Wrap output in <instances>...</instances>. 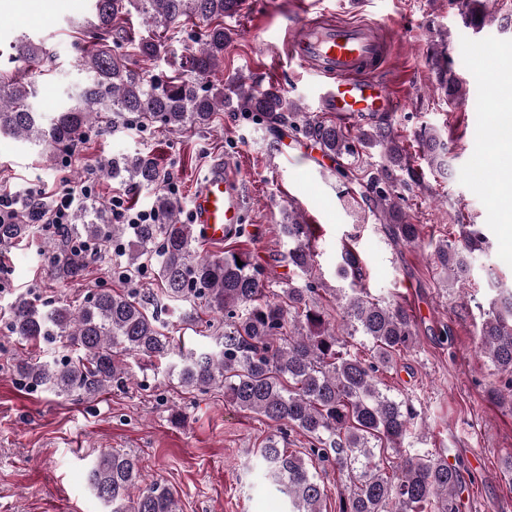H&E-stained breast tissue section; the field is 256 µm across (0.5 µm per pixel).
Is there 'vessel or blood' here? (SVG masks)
<instances>
[{"label": "vessel or blood", "instance_id": "b4317fda", "mask_svg": "<svg viewBox=\"0 0 512 512\" xmlns=\"http://www.w3.org/2000/svg\"><path fill=\"white\" fill-rule=\"evenodd\" d=\"M377 28L374 22H323L304 15L289 27V60L316 80L324 110L337 120L356 123L397 109L388 83L377 74L388 51ZM193 214L200 236L211 243L223 242L227 228L242 223L241 190L228 166L216 167L201 181Z\"/></svg>", "mask_w": 512, "mask_h": 512}]
</instances>
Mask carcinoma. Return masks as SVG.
Returning a JSON list of instances; mask_svg holds the SVG:
<instances>
[{"instance_id":"cac0c4a2","label":"carcinoma","mask_w":512,"mask_h":512,"mask_svg":"<svg viewBox=\"0 0 512 512\" xmlns=\"http://www.w3.org/2000/svg\"><path fill=\"white\" fill-rule=\"evenodd\" d=\"M464 22L475 32L485 23L483 0H459ZM244 0H92L97 20L83 50L84 83L68 94L64 108L50 119L31 106L30 76L52 59L47 47L25 40L15 45L17 73L0 74V134L29 142L55 163L80 148L82 134L102 123L115 124L128 114L146 125L180 131L206 126L229 106L270 132L283 129L310 138L322 154L336 161V176L350 185L348 194L362 212L382 224L389 236L418 243L423 225L409 220L408 195L426 189L415 158L441 177L452 172V143L435 127L413 132L415 156L392 124L391 116L373 115L355 131L315 118L276 87L247 84L240 76L208 85L221 72L224 48L231 39L224 19L241 13ZM136 13L145 33L136 36L122 17ZM202 25L195 51L180 63L182 72L149 79L130 68L139 57L154 62L167 55L165 34ZM438 89L453 104L466 90L445 50L431 56ZM111 180L156 186L163 180L154 159L142 152L112 161L104 171ZM38 198L25 224H0V243L28 238L39 230ZM153 224H107L105 210L81 207L69 225L78 242L95 245L133 239L115 267L127 281L155 270L163 305L181 307L180 322L193 325L198 307L224 330L205 350L175 344L174 325L163 320L154 301L135 288L99 286L78 304L18 295L5 324L20 341L48 343L59 355L16 359L14 373L27 387L56 395L94 397L129 379L123 356L172 359L169 376L187 391L224 387L238 409L263 417L279 433L269 436L256 457L265 479L288 497L290 512H322L327 488L314 470L330 464L347 476L350 492L338 512H458L459 478L448 456L415 447L419 414L412 399L380 388L381 375L402 351L415 343L416 321L400 303L373 297L362 285L359 255L346 248L337 274L351 288L335 296L341 322L330 321L321 300V282L313 272L316 250L311 225L292 209L281 230L288 242L286 259L299 280L271 288L264 268L247 247L222 256L194 249L190 224L178 221L176 202L160 192ZM458 239L439 240L430 253L445 279L465 283L471 256L489 247L478 224L457 217ZM243 265H238V262ZM86 268L82 255L62 251L52 263L54 277L73 281ZM486 354L504 382L487 392L490 401L512 403V289L501 290L483 313L479 332ZM368 348L370 357L360 355ZM296 428L311 438L298 455L285 448V435ZM88 491L110 512H177L165 484L146 481L135 458L102 451L85 471Z\"/></svg>"}]
</instances>
